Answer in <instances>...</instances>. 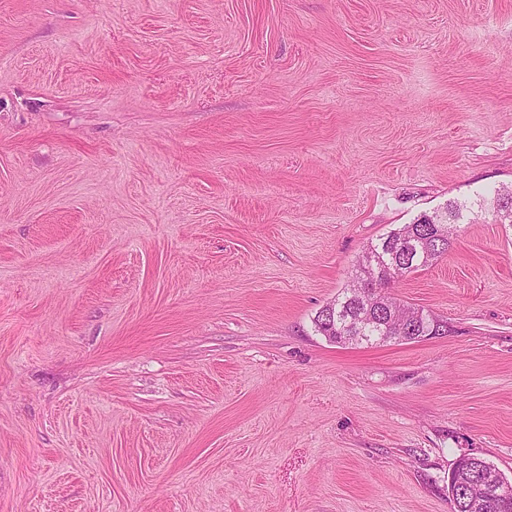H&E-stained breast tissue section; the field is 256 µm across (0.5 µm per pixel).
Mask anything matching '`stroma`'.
Listing matches in <instances>:
<instances>
[{
  "label": "stroma",
  "instance_id": "stroma-1",
  "mask_svg": "<svg viewBox=\"0 0 512 512\" xmlns=\"http://www.w3.org/2000/svg\"><path fill=\"white\" fill-rule=\"evenodd\" d=\"M512 0H0V512H450L512 480ZM396 282L416 342L315 313ZM462 208L457 203H450L448 204L447 212H445L444 216L436 213L432 216L423 215L421 219L417 220L418 224H406L397 231L391 232L386 237L380 238L378 243L368 246L360 257L355 270L356 276L354 280L358 281L359 287L355 288L354 285H351L349 288H345L342 293L338 294L336 299L316 313L313 318L315 332L324 336L328 341L342 346L358 345L362 343L373 344L375 342L384 343L392 340L383 341L380 336H402L396 335L399 326L389 321L388 318L382 317L381 320L385 322L376 324L375 320L378 318L376 308L369 307L367 304V301L372 299L369 294L374 296V294L370 292L372 288H367L369 285L372 286V279H369L368 283H365V281H367L365 276L368 272V267L365 263L368 260V254H372L376 251L385 259L389 256V251L402 249L401 243L398 242L400 238H410L417 232L421 224L429 225L432 222L442 221L443 224L432 228H420L419 234L415 235L412 238L413 240H411L412 245H419L421 248L428 245L429 239L437 240L442 245L436 246V248L433 246L427 253L412 254L407 257V259L404 260L407 265L406 269L391 281H387L382 288L391 282H398L407 274L427 266L434 259L446 253L449 247L448 224H458L459 221L464 219ZM446 239H448V241H444ZM357 289L363 290L362 296L355 293ZM333 307H336L335 319L324 315L325 311ZM353 320H356L357 324V328L354 331L352 327ZM382 299L389 303L390 308H406L412 315L413 320L411 322V331L407 329V333L403 335L409 337H405L399 341H416L433 334V328L437 320L431 317L430 314H424L423 310L405 306L404 304H401L395 297L386 295L385 293H383ZM488 468L496 469L477 456L464 455L457 460L448 476V499L451 512H512V501L499 498L490 490L480 501L476 503L472 501L471 495L475 492L474 483L483 479L480 473ZM465 473L471 474V477L464 484H457L459 478Z\"/></svg>",
  "mask_w": 512,
  "mask_h": 512
}]
</instances>
